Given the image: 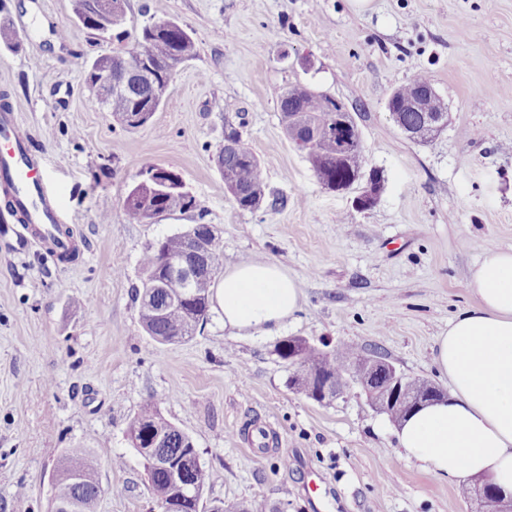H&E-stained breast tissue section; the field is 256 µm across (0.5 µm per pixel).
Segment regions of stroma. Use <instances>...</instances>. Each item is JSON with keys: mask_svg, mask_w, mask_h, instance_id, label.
I'll list each match as a JSON object with an SVG mask.
<instances>
[{"mask_svg": "<svg viewBox=\"0 0 512 512\" xmlns=\"http://www.w3.org/2000/svg\"><path fill=\"white\" fill-rule=\"evenodd\" d=\"M159 6L197 56L151 123L127 129L74 63L113 45L75 20L70 0H0V25L22 38L15 50L0 44V94L79 251L60 261L0 224V512H49L57 460L79 444L104 489L97 512H154L127 437L151 400L198 449L205 505L470 512L457 484L400 455L393 424L360 387L328 404L301 397L275 347L355 343L447 388L434 340L473 303L481 255L512 248V0H126L125 29L138 35ZM421 70L450 113L427 145L386 108ZM295 84L353 113L385 179L371 209L323 189L285 137L279 99ZM231 124L264 162L267 203L256 212L238 208L217 165ZM149 163L178 173L195 206L127 223L123 201ZM194 224L221 238V268L262 258L297 279L301 308L279 336L227 335L215 303L188 341L145 333L133 297L142 252Z\"/></svg>", "mask_w": 512, "mask_h": 512, "instance_id": "obj_1", "label": "stroma"}]
</instances>
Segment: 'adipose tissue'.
<instances>
[{
	"instance_id": "obj_1",
	"label": "adipose tissue",
	"mask_w": 512,
	"mask_h": 512,
	"mask_svg": "<svg viewBox=\"0 0 512 512\" xmlns=\"http://www.w3.org/2000/svg\"><path fill=\"white\" fill-rule=\"evenodd\" d=\"M467 286L474 303L435 341L449 392L402 421L397 442L439 477L485 478L512 494V250L486 251ZM216 300L230 335L273 334L299 310L301 289L278 264L252 259L225 272Z\"/></svg>"
}]
</instances>
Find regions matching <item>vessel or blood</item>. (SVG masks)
<instances>
[{"label": "vessel or blood", "mask_w": 512, "mask_h": 512, "mask_svg": "<svg viewBox=\"0 0 512 512\" xmlns=\"http://www.w3.org/2000/svg\"><path fill=\"white\" fill-rule=\"evenodd\" d=\"M0 194L23 211L24 235L38 243L50 244L56 251H68L73 236L63 234L67 217L44 189L38 163L30 154L26 137L18 130L12 114L0 115Z\"/></svg>", "instance_id": "obj_1"}]
</instances>
